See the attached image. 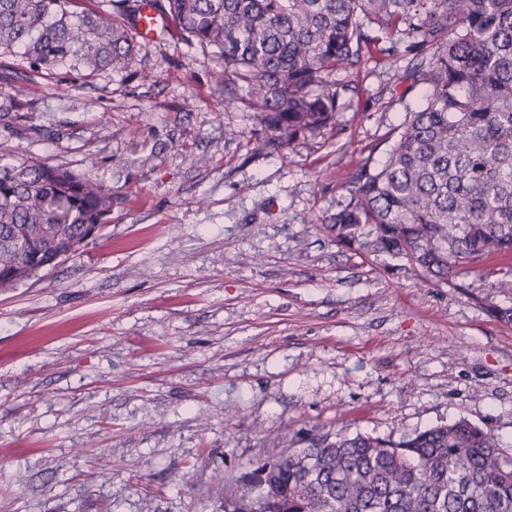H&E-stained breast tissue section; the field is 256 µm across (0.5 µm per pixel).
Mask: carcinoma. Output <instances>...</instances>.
Here are the masks:
<instances>
[{
  "label": "carcinoma",
  "instance_id": "carcinoma-1",
  "mask_svg": "<svg viewBox=\"0 0 512 512\" xmlns=\"http://www.w3.org/2000/svg\"><path fill=\"white\" fill-rule=\"evenodd\" d=\"M186 41L224 60L279 145L336 123L332 75L405 63L421 104L384 161L349 176L325 229L336 245L458 287L512 257V0H155ZM138 0H0V58L31 73L126 72ZM112 191L33 158L0 165V291L106 224ZM304 447L224 485V512H512V449L461 417L398 441L317 427Z\"/></svg>",
  "mask_w": 512,
  "mask_h": 512
}]
</instances>
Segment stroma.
Returning a JSON list of instances; mask_svg holds the SVG:
<instances>
[{
	"mask_svg": "<svg viewBox=\"0 0 512 512\" xmlns=\"http://www.w3.org/2000/svg\"><path fill=\"white\" fill-rule=\"evenodd\" d=\"M223 66L165 32L129 72L33 78L0 123V162L112 192L76 255L0 292V512H224L223 479L285 428L397 440L464 417L512 447L498 259L461 290L324 230L419 92L362 63L334 77V127L263 148Z\"/></svg>",
	"mask_w": 512,
	"mask_h": 512,
	"instance_id": "35a3bbf8",
	"label": "stroma"
}]
</instances>
